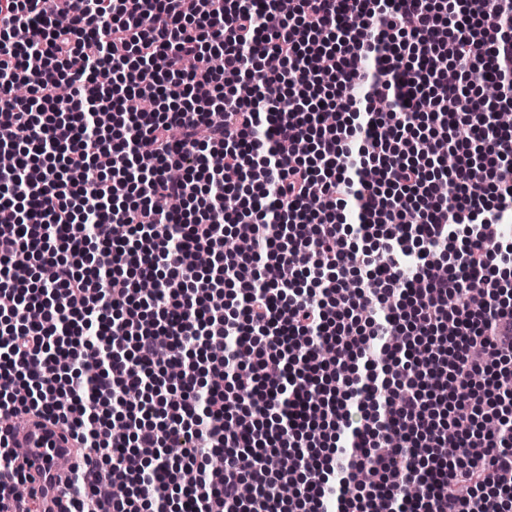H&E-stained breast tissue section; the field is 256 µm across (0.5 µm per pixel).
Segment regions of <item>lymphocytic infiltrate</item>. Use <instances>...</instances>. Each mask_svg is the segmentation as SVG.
Returning a JSON list of instances; mask_svg holds the SVG:
<instances>
[{
  "label": "lymphocytic infiltrate",
  "instance_id": "obj_1",
  "mask_svg": "<svg viewBox=\"0 0 512 512\" xmlns=\"http://www.w3.org/2000/svg\"><path fill=\"white\" fill-rule=\"evenodd\" d=\"M495 107L512 0H0V415L68 512H512ZM2 428L11 429L12 448H22L17 465H21L27 487L34 493L36 512L63 511V491L71 477L67 464L77 457L73 440L50 422L33 416L23 426Z\"/></svg>",
  "mask_w": 512,
  "mask_h": 512
}]
</instances>
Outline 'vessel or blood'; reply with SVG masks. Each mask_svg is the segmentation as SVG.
Returning <instances> with one entry per match:
<instances>
[{
	"label": "vessel or blood",
	"instance_id": "obj_1",
	"mask_svg": "<svg viewBox=\"0 0 512 512\" xmlns=\"http://www.w3.org/2000/svg\"><path fill=\"white\" fill-rule=\"evenodd\" d=\"M10 443L21 451L18 463L34 494L36 512H63V492L71 477L68 462L77 456L73 440L50 422L32 417L12 427Z\"/></svg>",
	"mask_w": 512,
	"mask_h": 512
}]
</instances>
